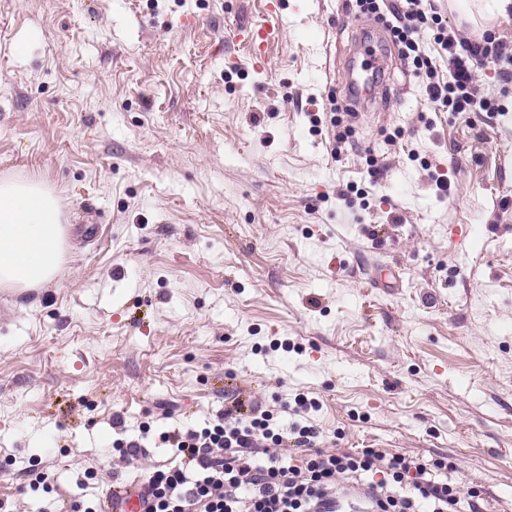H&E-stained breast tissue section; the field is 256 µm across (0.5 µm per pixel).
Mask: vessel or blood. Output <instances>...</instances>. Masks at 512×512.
<instances>
[{
    "label": "vessel or blood",
    "mask_w": 512,
    "mask_h": 512,
    "mask_svg": "<svg viewBox=\"0 0 512 512\" xmlns=\"http://www.w3.org/2000/svg\"><path fill=\"white\" fill-rule=\"evenodd\" d=\"M232 37L246 45L256 60H264L267 45L280 37L275 22H268L253 28L232 30ZM380 26L363 29L355 49L354 57L348 62L347 78L343 84L346 101L353 106L369 100L377 91V77L387 70V56L379 40ZM105 512H138L139 501L130 487L117 486L103 505Z\"/></svg>",
    "instance_id": "vessel-or-blood-1"
}]
</instances>
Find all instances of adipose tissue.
<instances>
[{
    "instance_id": "obj_1",
    "label": "adipose tissue",
    "mask_w": 512,
    "mask_h": 512,
    "mask_svg": "<svg viewBox=\"0 0 512 512\" xmlns=\"http://www.w3.org/2000/svg\"><path fill=\"white\" fill-rule=\"evenodd\" d=\"M67 252L56 192L34 180L0 179V289L29 291L55 279Z\"/></svg>"
}]
</instances>
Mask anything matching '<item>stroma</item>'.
<instances>
[{"instance_id": "1", "label": "stroma", "mask_w": 512, "mask_h": 512, "mask_svg": "<svg viewBox=\"0 0 512 512\" xmlns=\"http://www.w3.org/2000/svg\"><path fill=\"white\" fill-rule=\"evenodd\" d=\"M270 11L258 67L225 33ZM370 24L343 0H0V176L53 187L72 245L0 291L11 512L144 479L117 442L170 463L161 433L231 395L289 425L299 393L322 448L448 459L512 512V83L487 64L499 111L448 112L392 46L365 116L331 124Z\"/></svg>"}]
</instances>
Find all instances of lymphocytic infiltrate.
<instances>
[{
  "label": "lymphocytic infiltrate",
  "instance_id": "f902f5d3",
  "mask_svg": "<svg viewBox=\"0 0 512 512\" xmlns=\"http://www.w3.org/2000/svg\"><path fill=\"white\" fill-rule=\"evenodd\" d=\"M356 16L385 18L400 56L425 74L428 100L451 112H492L480 97L476 72L485 62L512 77V48L485 35L470 38L448 25L432 0H355ZM446 54L447 80L424 41ZM319 431L293 423L276 433L260 406L225 407L214 423L165 433L163 441L180 456L176 468L149 467L137 485L143 512H336L349 495L356 512H479L477 491L461 494L448 474L453 463L377 448L335 453L319 448Z\"/></svg>",
  "mask_w": 512,
  "mask_h": 512
}]
</instances>
